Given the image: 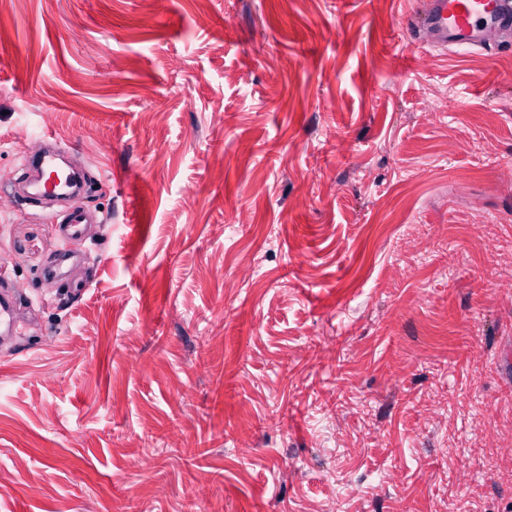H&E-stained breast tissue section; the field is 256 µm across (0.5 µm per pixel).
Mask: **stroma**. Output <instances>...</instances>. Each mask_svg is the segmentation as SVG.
Returning a JSON list of instances; mask_svg holds the SVG:
<instances>
[{
	"mask_svg": "<svg viewBox=\"0 0 512 512\" xmlns=\"http://www.w3.org/2000/svg\"><path fill=\"white\" fill-rule=\"evenodd\" d=\"M416 2L0 0V173L97 218L0 227V512H512V44ZM408 21L422 48L491 52L482 40V32L488 27L511 31L512 1L422 0ZM49 155L44 150L43 146L40 145H34L30 146L26 149L25 155H24V161L22 163V168L25 171H28L31 167H40L42 169H45L43 171L44 177H46L43 185V190L39 193L35 194H29L26 199H33L41 203L43 199H45L48 195L53 194L55 190L57 189L58 183L52 179L53 170L50 172H47V169L49 163L47 160V157ZM58 224V232L66 242L80 240L84 235L85 224H90L88 212L81 206L72 204L67 211L52 214Z\"/></svg>",
	"mask_w": 512,
	"mask_h": 512,
	"instance_id": "obj_1",
	"label": "stroma"
}]
</instances>
